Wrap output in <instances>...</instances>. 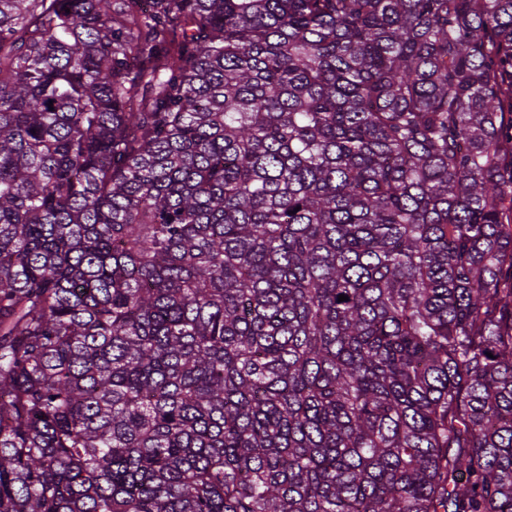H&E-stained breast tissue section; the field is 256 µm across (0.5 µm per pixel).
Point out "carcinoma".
Wrapping results in <instances>:
<instances>
[{"mask_svg":"<svg viewBox=\"0 0 512 512\" xmlns=\"http://www.w3.org/2000/svg\"><path fill=\"white\" fill-rule=\"evenodd\" d=\"M139 2L0 0V512H512V0Z\"/></svg>","mask_w":512,"mask_h":512,"instance_id":"carcinoma-1","label":"carcinoma"}]
</instances>
